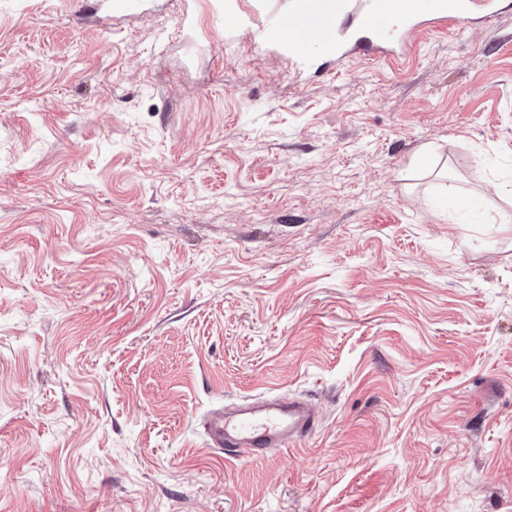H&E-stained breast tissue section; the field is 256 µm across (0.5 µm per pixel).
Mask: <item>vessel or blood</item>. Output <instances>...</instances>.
<instances>
[{"label": "vessel or blood", "instance_id": "b4317fda", "mask_svg": "<svg viewBox=\"0 0 512 512\" xmlns=\"http://www.w3.org/2000/svg\"><path fill=\"white\" fill-rule=\"evenodd\" d=\"M498 0H290L284 11L269 0H212V14L254 28L258 38L279 33L277 52L288 62L306 66L309 49L319 44L341 56L353 38L345 22L358 19L374 58L405 65L424 32L469 22L474 14L492 21ZM316 411L307 401L277 397L246 399L213 412L207 419L209 448L229 457L257 458L297 444L318 427Z\"/></svg>", "mask_w": 512, "mask_h": 512}]
</instances>
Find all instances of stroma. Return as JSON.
<instances>
[{"instance_id": "1", "label": "stroma", "mask_w": 512, "mask_h": 512, "mask_svg": "<svg viewBox=\"0 0 512 512\" xmlns=\"http://www.w3.org/2000/svg\"><path fill=\"white\" fill-rule=\"evenodd\" d=\"M311 56L0 0V512H512V7ZM269 395L318 431L206 446ZM318 425L307 401L268 397L225 406L208 417L204 429L209 448L227 457L257 458L297 444Z\"/></svg>"}]
</instances>
